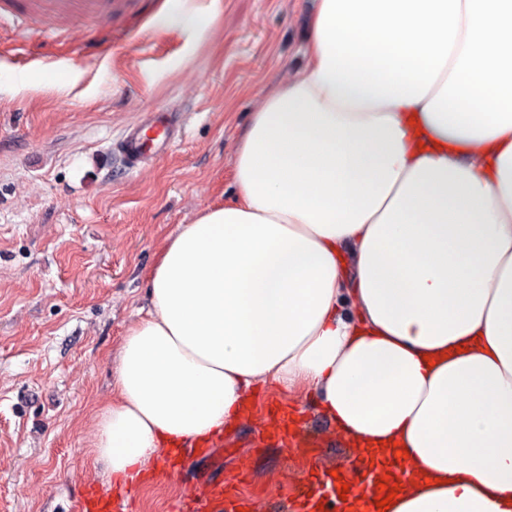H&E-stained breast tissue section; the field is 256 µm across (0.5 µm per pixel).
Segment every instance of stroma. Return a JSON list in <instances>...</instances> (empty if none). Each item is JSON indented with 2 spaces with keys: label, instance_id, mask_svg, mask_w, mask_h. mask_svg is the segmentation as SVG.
<instances>
[{
  "label": "stroma",
  "instance_id": "stroma-1",
  "mask_svg": "<svg viewBox=\"0 0 512 512\" xmlns=\"http://www.w3.org/2000/svg\"><path fill=\"white\" fill-rule=\"evenodd\" d=\"M217 6L204 32L162 29L169 0H112L103 22L80 20V43L34 22L0 30V512H77L88 489L112 494L88 444L148 278L180 225L233 198L253 112L306 62L315 0ZM172 109L180 140L122 172L116 139ZM288 405L307 410L291 446L269 412ZM353 453L310 393L268 385L218 447L157 464L123 495L129 512H187L222 484L289 512L307 470H343Z\"/></svg>",
  "mask_w": 512,
  "mask_h": 512
}]
</instances>
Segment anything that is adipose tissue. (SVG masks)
Returning <instances> with one entry per match:
<instances>
[{"label": "adipose tissue", "instance_id": "adipose-tissue-1", "mask_svg": "<svg viewBox=\"0 0 512 512\" xmlns=\"http://www.w3.org/2000/svg\"><path fill=\"white\" fill-rule=\"evenodd\" d=\"M234 197L170 236L89 443L106 481L306 389L388 512H512V0H318Z\"/></svg>", "mask_w": 512, "mask_h": 512}]
</instances>
